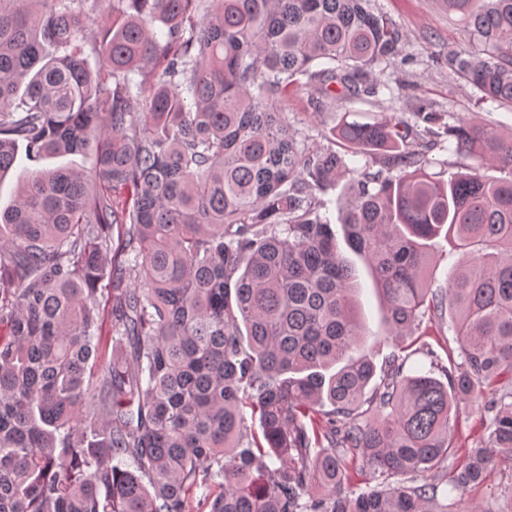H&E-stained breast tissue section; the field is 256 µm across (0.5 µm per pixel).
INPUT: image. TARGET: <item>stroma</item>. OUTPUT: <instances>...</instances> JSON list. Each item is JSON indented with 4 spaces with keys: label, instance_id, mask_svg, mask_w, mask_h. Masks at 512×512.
Masks as SVG:
<instances>
[{
    "label": "stroma",
    "instance_id": "stroma-1",
    "mask_svg": "<svg viewBox=\"0 0 512 512\" xmlns=\"http://www.w3.org/2000/svg\"><path fill=\"white\" fill-rule=\"evenodd\" d=\"M375 4L406 34L401 55L382 76L386 82H402L399 102L390 104V95L384 90L375 100L339 99L316 109L309 103V91L301 89L288 97V115L300 128L317 137L335 126L343 113L351 112L356 119L367 121L382 110L406 112L408 104L421 99L455 120H467L480 112L499 129H512V111L479 103L478 91L449 73L444 56L449 46L460 41L462 27L458 15L449 13L443 0H375ZM354 267L353 286L364 328L361 349L379 360L393 350L395 340L381 322L379 296L365 264L358 260ZM488 419V414L474 405H461L452 431L453 447L463 453L475 447ZM454 512H512V456L499 457L485 481L457 499Z\"/></svg>",
    "mask_w": 512,
    "mask_h": 512
}]
</instances>
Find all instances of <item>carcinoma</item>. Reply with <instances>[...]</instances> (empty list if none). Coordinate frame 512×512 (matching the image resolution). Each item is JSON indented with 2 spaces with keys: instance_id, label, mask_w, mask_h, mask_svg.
Segmentation results:
<instances>
[{
  "instance_id": "carcinoma-1",
  "label": "carcinoma",
  "mask_w": 512,
  "mask_h": 512,
  "mask_svg": "<svg viewBox=\"0 0 512 512\" xmlns=\"http://www.w3.org/2000/svg\"><path fill=\"white\" fill-rule=\"evenodd\" d=\"M446 2L449 73L512 109V0ZM404 40L374 0H0V177L21 147L36 164L0 210V512H452L440 470L450 498L512 455V135L418 101L412 124L347 112L324 134L340 150L312 149L285 107L377 96ZM420 136L467 171H429ZM89 151L87 173L37 167ZM341 178L391 333L450 316L462 362L440 379L404 373L406 346L354 355L352 269L316 196ZM441 239L459 259L435 291ZM464 401L493 417L460 460ZM355 464L376 482L357 495Z\"/></svg>"
}]
</instances>
